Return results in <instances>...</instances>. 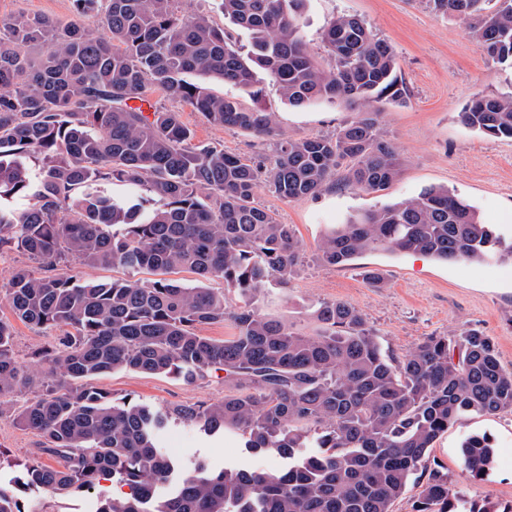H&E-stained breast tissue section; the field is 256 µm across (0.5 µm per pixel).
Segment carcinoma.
Returning <instances> with one entry per match:
<instances>
[{
    "mask_svg": "<svg viewBox=\"0 0 512 512\" xmlns=\"http://www.w3.org/2000/svg\"><path fill=\"white\" fill-rule=\"evenodd\" d=\"M304 0H218L224 16L250 32L243 52L203 14L176 0H73L75 20L0 18V245L41 262L13 271L0 302L36 327L59 330L39 353L48 370L27 372L14 354L13 325L0 317V417L43 437L21 482L53 497L96 489L110 476L122 498L95 499L93 512H392L419 487L416 512H512L465 499L430 458L435 441L469 414L512 411V371L492 338L477 330L429 336L397 357L362 313L340 301L319 304L321 329L297 333L261 313L264 288L295 275L301 245L293 227L254 202L260 182L285 201L343 182L387 190L399 174L375 104L399 103L405 89L393 48L351 15L323 34L332 66L320 67L301 35ZM433 12L473 21L488 57L512 66V0H424ZM47 44L34 62L21 47ZM262 70L288 105L342 101L359 112L332 137H289L274 113L209 91L218 79L251 91ZM196 74L198 83L187 80ZM189 105L218 127L274 142L259 159L194 145L182 112L150 103L156 92ZM148 108H143V103ZM468 127L512 140V92L474 98ZM40 164L31 166L32 156ZM127 187L122 197L110 191ZM148 188L150 202L138 196ZM370 251L421 254L481 265L512 260V240L484 224L443 187L332 225L316 244L321 262L347 265ZM95 266L147 270L146 282L99 283ZM188 271L198 284L169 274ZM224 281L243 297L230 308ZM230 321L222 340L200 327ZM134 370L177 374L195 383L224 372L229 390L216 403L152 408L114 402L91 380ZM35 388L22 405L17 394ZM206 435L235 430L245 448L285 460L276 469L197 461L186 468L157 447L169 424ZM468 472L492 462L488 438L462 444ZM0 512H28L0 486Z\"/></svg>",
    "mask_w": 512,
    "mask_h": 512,
    "instance_id": "obj_1",
    "label": "carcinoma"
}]
</instances>
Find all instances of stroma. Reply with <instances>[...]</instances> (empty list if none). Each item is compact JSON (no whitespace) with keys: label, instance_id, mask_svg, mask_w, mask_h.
<instances>
[{"label":"stroma","instance_id":"stroma-1","mask_svg":"<svg viewBox=\"0 0 512 512\" xmlns=\"http://www.w3.org/2000/svg\"><path fill=\"white\" fill-rule=\"evenodd\" d=\"M46 16L60 23L72 18L71 0H0V18L16 13ZM348 14L365 20L397 55L406 86L402 103L380 107V128L393 143L400 173L383 192H361L336 184L318 196L296 201L279 199L267 184L254 195L257 206L292 225L301 243L303 265L288 286L269 285L259 299L263 313L283 320L296 332L314 333L318 323L312 306L341 301L357 308L383 347L402 355L429 336H449L476 328L490 336L505 370H512V262L471 265L442 263L421 255L368 252L348 266H327L316 258V243L328 225L384 204L416 197L428 187H445L463 197L481 222L496 225L512 237V141L494 140L465 125L461 112L481 95L512 92V68L487 57L467 21L432 12L424 0H305L302 35L322 67L332 61L323 42L326 25ZM213 94L238 99L244 106L260 103L276 115L280 129L292 137L331 136L357 115L343 103L318 102L294 108L270 80L259 83V96L238 86L213 82ZM184 121L194 141L227 152L255 156L273 144L240 130L208 123L191 107ZM378 270L381 287L368 285L364 273ZM14 352L30 372L41 371L38 351L52 344L53 328L14 321ZM114 401L131 400L156 408L170 404L219 402L226 386L223 371L188 383L173 374L133 370L103 374L94 380ZM471 435L487 436L494 459L482 475L469 476L461 444ZM42 442L37 432L0 418V478L11 480ZM160 446L182 463L206 461L211 467L270 468L274 456L246 453L235 432L208 436L180 424L168 426ZM432 457L467 497L479 502L512 503V413L473 414L450 426L434 444Z\"/></svg>","mask_w":512,"mask_h":512}]
</instances>
